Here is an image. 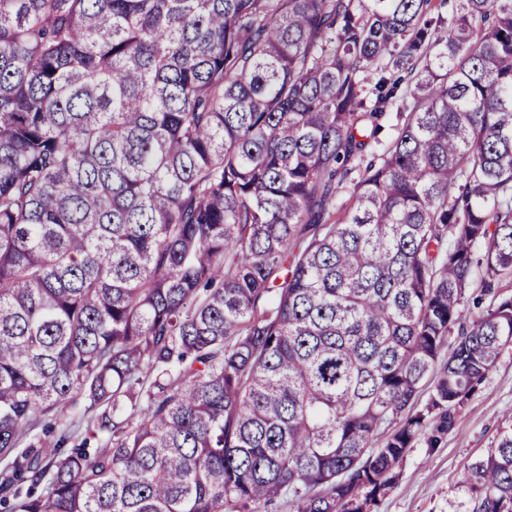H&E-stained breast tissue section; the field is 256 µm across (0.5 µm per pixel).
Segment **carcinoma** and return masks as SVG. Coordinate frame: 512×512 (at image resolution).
<instances>
[{
	"mask_svg": "<svg viewBox=\"0 0 512 512\" xmlns=\"http://www.w3.org/2000/svg\"><path fill=\"white\" fill-rule=\"evenodd\" d=\"M509 277L512 0H0V512H373ZM88 403L82 396H77L75 398V404L72 408L69 409V412L66 416V422L73 421L74 424L79 425L77 427V431L74 434V437L67 445V448L73 446L74 442L78 444L84 437L89 436L90 433H86L85 429L88 423L91 422L94 413L91 410H87Z\"/></svg>",
	"mask_w": 512,
	"mask_h": 512,
	"instance_id": "1",
	"label": "carcinoma"
}]
</instances>
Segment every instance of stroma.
Returning a JSON list of instances; mask_svg holds the SVG:
<instances>
[{"label":"stroma","mask_w":512,"mask_h":512,"mask_svg":"<svg viewBox=\"0 0 512 512\" xmlns=\"http://www.w3.org/2000/svg\"><path fill=\"white\" fill-rule=\"evenodd\" d=\"M512 425V347L505 348L486 379L457 409L439 447L415 444L394 488L375 512H454L464 497L467 465L496 445Z\"/></svg>","instance_id":"stroma-1"}]
</instances>
